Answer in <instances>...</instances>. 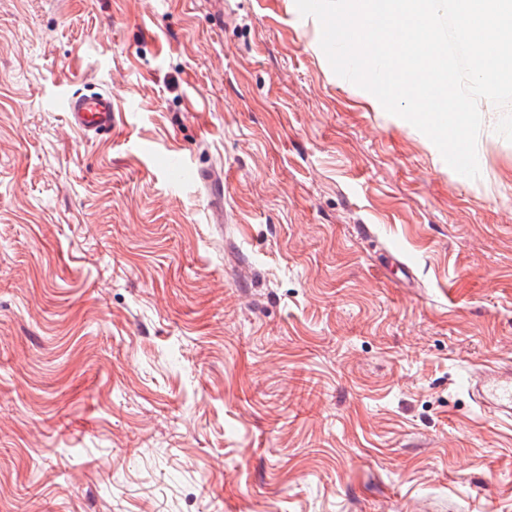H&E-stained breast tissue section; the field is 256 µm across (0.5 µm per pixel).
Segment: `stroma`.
Segmentation results:
<instances>
[{"mask_svg":"<svg viewBox=\"0 0 512 512\" xmlns=\"http://www.w3.org/2000/svg\"><path fill=\"white\" fill-rule=\"evenodd\" d=\"M320 36L0 0V512H512V423L461 386L512 360V105L463 177ZM88 87L112 134L68 127Z\"/></svg>","mask_w":512,"mask_h":512,"instance_id":"1","label":"stroma"}]
</instances>
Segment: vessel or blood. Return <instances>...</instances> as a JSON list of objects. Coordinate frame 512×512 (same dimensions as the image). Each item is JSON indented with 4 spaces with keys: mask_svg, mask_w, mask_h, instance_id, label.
Segmentation results:
<instances>
[{
    "mask_svg": "<svg viewBox=\"0 0 512 512\" xmlns=\"http://www.w3.org/2000/svg\"><path fill=\"white\" fill-rule=\"evenodd\" d=\"M70 128L84 133L108 134L115 126L112 95L105 91L71 95L64 100ZM466 388L472 401L496 419L512 421V363L471 365Z\"/></svg>",
    "mask_w": 512,
    "mask_h": 512,
    "instance_id": "1",
    "label": "vessel or blood"
}]
</instances>
